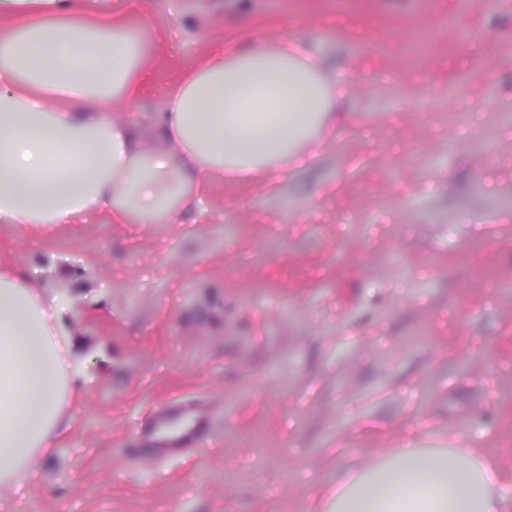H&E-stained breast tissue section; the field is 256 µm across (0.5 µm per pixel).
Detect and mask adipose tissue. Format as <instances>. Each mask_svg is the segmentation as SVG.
<instances>
[{
	"mask_svg": "<svg viewBox=\"0 0 512 512\" xmlns=\"http://www.w3.org/2000/svg\"><path fill=\"white\" fill-rule=\"evenodd\" d=\"M36 14L0 37V222L42 229L105 217L179 224L205 184L245 182L305 163L336 124L344 86L300 43L259 38L212 53L173 84L148 121L115 119L150 64L112 0H0ZM73 301L0 263V502L72 423L93 357L67 330ZM502 474L471 448H387L336 481L329 512H512Z\"/></svg>",
	"mask_w": 512,
	"mask_h": 512,
	"instance_id": "1",
	"label": "adipose tissue"
}]
</instances>
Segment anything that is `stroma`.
Instances as JSON below:
<instances>
[{"mask_svg":"<svg viewBox=\"0 0 512 512\" xmlns=\"http://www.w3.org/2000/svg\"><path fill=\"white\" fill-rule=\"evenodd\" d=\"M162 45L122 118L163 111L207 45H309L347 123L308 164L204 191L182 224L0 223V260L95 305L70 431L0 512H324L386 448L512 472V0H117ZM174 403L192 448L148 436ZM467 431L448 436L459 421Z\"/></svg>","mask_w":512,"mask_h":512,"instance_id":"stroma-1","label":"stroma"}]
</instances>
